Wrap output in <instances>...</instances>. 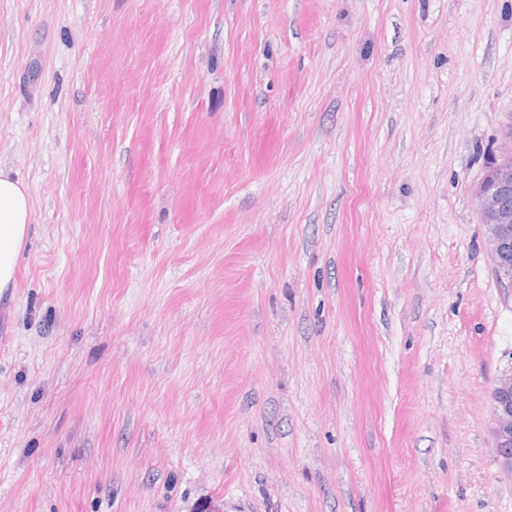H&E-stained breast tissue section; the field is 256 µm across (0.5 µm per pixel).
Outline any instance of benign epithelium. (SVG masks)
<instances>
[{"label": "benign epithelium", "mask_w": 512, "mask_h": 512, "mask_svg": "<svg viewBox=\"0 0 512 512\" xmlns=\"http://www.w3.org/2000/svg\"><path fill=\"white\" fill-rule=\"evenodd\" d=\"M512 132L502 134L495 163L475 189L477 213L487 229L500 283L512 289ZM491 433L502 469L512 473V370L492 393Z\"/></svg>", "instance_id": "benign-epithelium-1"}]
</instances>
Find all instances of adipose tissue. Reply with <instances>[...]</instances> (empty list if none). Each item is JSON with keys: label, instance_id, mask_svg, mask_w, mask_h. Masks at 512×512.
<instances>
[{"label": "adipose tissue", "instance_id": "1", "mask_svg": "<svg viewBox=\"0 0 512 512\" xmlns=\"http://www.w3.org/2000/svg\"><path fill=\"white\" fill-rule=\"evenodd\" d=\"M31 214L32 200L27 186L0 169V296L15 284L17 259Z\"/></svg>", "mask_w": 512, "mask_h": 512}]
</instances>
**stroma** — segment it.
I'll list each match as a JSON object with an SVG mask.
<instances>
[{
	"label": "stroma",
	"mask_w": 512,
	"mask_h": 512,
	"mask_svg": "<svg viewBox=\"0 0 512 512\" xmlns=\"http://www.w3.org/2000/svg\"><path fill=\"white\" fill-rule=\"evenodd\" d=\"M511 119L512 0H0V512H512ZM512 132L500 138L495 163L475 189L477 213L487 229L500 283L512 290ZM31 214L32 200L27 186L0 169V298L14 287L17 259ZM491 433L502 469L512 473V368L502 374L492 393Z\"/></svg>",
	"instance_id": "1"
}]
</instances>
